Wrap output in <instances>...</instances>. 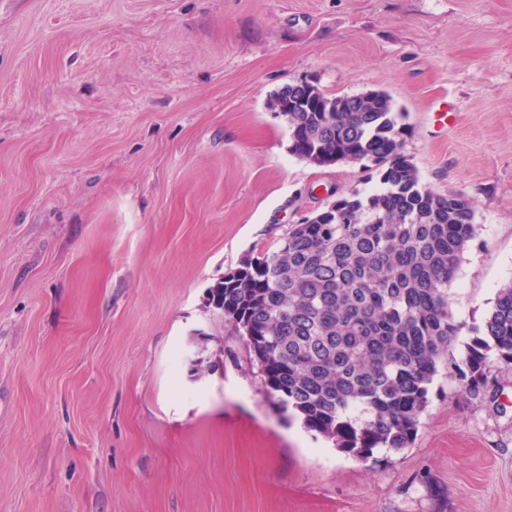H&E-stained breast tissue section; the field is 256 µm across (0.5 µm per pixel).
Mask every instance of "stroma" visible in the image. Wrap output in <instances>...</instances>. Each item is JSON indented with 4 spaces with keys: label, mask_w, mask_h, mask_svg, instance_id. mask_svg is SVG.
Segmentation results:
<instances>
[{
    "label": "stroma",
    "mask_w": 512,
    "mask_h": 512,
    "mask_svg": "<svg viewBox=\"0 0 512 512\" xmlns=\"http://www.w3.org/2000/svg\"><path fill=\"white\" fill-rule=\"evenodd\" d=\"M386 92L475 210L417 436L362 460L281 412L208 289L377 170L267 103ZM455 116L436 122L432 106ZM512 280V0H0V512H512V364L454 368Z\"/></svg>",
    "instance_id": "stroma-1"
}]
</instances>
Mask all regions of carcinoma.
Wrapping results in <instances>:
<instances>
[{
  "label": "carcinoma",
  "mask_w": 512,
  "mask_h": 512,
  "mask_svg": "<svg viewBox=\"0 0 512 512\" xmlns=\"http://www.w3.org/2000/svg\"><path fill=\"white\" fill-rule=\"evenodd\" d=\"M290 151L324 167L381 169L382 189L336 199L293 225L277 248L212 286L224 320L263 373L269 396L336 448L366 458L417 435L429 386L462 330L448 302L477 224L461 194L420 184L403 153L398 112L375 91L330 96L281 113ZM512 364V282L456 366L462 394L485 396L489 353Z\"/></svg>",
  "instance_id": "obj_1"
}]
</instances>
